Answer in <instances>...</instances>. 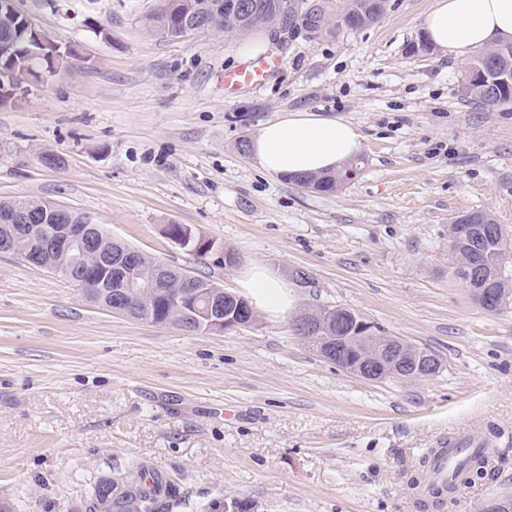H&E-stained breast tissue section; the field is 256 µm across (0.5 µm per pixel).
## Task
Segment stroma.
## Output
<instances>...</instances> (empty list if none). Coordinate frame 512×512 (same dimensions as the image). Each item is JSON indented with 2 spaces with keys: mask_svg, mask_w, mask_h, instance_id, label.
Masks as SVG:
<instances>
[{
  "mask_svg": "<svg viewBox=\"0 0 512 512\" xmlns=\"http://www.w3.org/2000/svg\"><path fill=\"white\" fill-rule=\"evenodd\" d=\"M435 0H388L361 30L162 38L157 0H16L70 64L0 108V199L91 215L142 253L243 293L255 267L286 280L291 310L350 308L443 362L423 379L364 380L300 342L290 312L260 309L221 335L99 309L60 275L0 254V507L76 512L98 477L144 460L187 493L186 512H481L512 498V302L488 312L449 281L448 226L493 212L512 230V105L462 86L465 60L423 37ZM282 65L229 93L224 73ZM362 136L357 176L333 194L263 172L238 143L291 112ZM53 152L62 168L44 166ZM190 226L225 265L176 244ZM300 268L309 282L289 274ZM492 437L482 479L440 508L408 479L437 441ZM176 231L172 230V225H168L166 229L167 235L185 245V246H191L192 249L197 253H203L205 255L214 253V254H224L225 261L231 262L233 260V257L231 256L230 259H228V253H224V247L217 246L216 243L208 238H205L200 235H196L192 232V229L184 226L182 224H176Z\"/></svg>",
  "mask_w": 512,
  "mask_h": 512,
  "instance_id": "obj_1",
  "label": "stroma"
}]
</instances>
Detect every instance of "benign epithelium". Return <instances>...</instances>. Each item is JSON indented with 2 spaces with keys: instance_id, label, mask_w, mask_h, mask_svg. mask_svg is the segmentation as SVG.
<instances>
[{
  "instance_id": "benign-epithelium-1",
  "label": "benign epithelium",
  "mask_w": 512,
  "mask_h": 512,
  "mask_svg": "<svg viewBox=\"0 0 512 512\" xmlns=\"http://www.w3.org/2000/svg\"><path fill=\"white\" fill-rule=\"evenodd\" d=\"M5 212L0 224V253L11 255L17 240L32 241L30 251L22 255L29 265L50 270L76 283L84 294L103 310L129 315V310L113 304V294L127 295L141 287L138 253L119 256L106 254L98 243L102 232L92 219L80 223L47 224L46 217L32 209ZM167 235L205 255L224 253V248L197 235L182 224L167 226ZM177 287L182 289L181 307L186 326L220 335L246 326L255 320V309L243 297L219 291L220 285L178 272ZM324 317L336 318V335H317L319 323L304 325L305 340L325 361L353 376L378 381L386 378L430 377L438 373L441 360L417 345L409 352L385 345L373 329V322L343 306L327 308Z\"/></svg>"
}]
</instances>
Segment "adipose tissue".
<instances>
[{
	"instance_id": "ef3b65f1",
	"label": "adipose tissue",
	"mask_w": 512,
	"mask_h": 512,
	"mask_svg": "<svg viewBox=\"0 0 512 512\" xmlns=\"http://www.w3.org/2000/svg\"><path fill=\"white\" fill-rule=\"evenodd\" d=\"M424 29L431 44L463 59L475 50L512 42V0H437ZM361 149L353 125L310 112L265 123L250 142L259 167L281 177L336 171ZM246 287L270 310L285 311L291 304L283 282L262 268H255Z\"/></svg>"
}]
</instances>
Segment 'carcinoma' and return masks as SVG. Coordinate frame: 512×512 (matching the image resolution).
<instances>
[{"instance_id": "cac0c4a2", "label": "carcinoma", "mask_w": 512, "mask_h": 512, "mask_svg": "<svg viewBox=\"0 0 512 512\" xmlns=\"http://www.w3.org/2000/svg\"><path fill=\"white\" fill-rule=\"evenodd\" d=\"M255 5L254 14L248 20L260 19L267 15L288 19V0H250ZM228 0H158V6L152 14L156 24L149 25V31L161 37H181L188 20L196 21V31L218 33L225 36L239 34L237 25L224 21V5ZM375 17L380 20L383 16L382 6L378 0H347L346 6L336 16L329 14L326 9L314 8L304 13L302 25L314 33L331 35L335 29L343 26L350 30L366 27L365 18ZM11 37L15 44L12 53L0 55V80L6 85L25 86L39 79L42 75L40 68L50 72L62 66L71 58L72 52L63 48V54L57 55L46 49L39 52L38 44L32 42V34L21 33L15 19L0 10V38ZM490 71L505 66L512 67V44H500L495 54L484 52L475 56L469 62V70L464 75V89L471 98L478 100L488 107H499L512 104V87L495 85L490 90L484 89V84L475 81L473 70L476 67ZM351 177L346 175V169L323 175H302L293 178L300 187L309 183L313 191L323 194H333L340 190ZM17 206L36 211L50 210L54 202L46 199H33L26 196L13 200ZM495 232L485 246L475 250L462 246L458 250H448V278L458 282L468 289L471 300L476 295L485 294L492 288H507L511 290L508 298H512V279L497 280L493 277L495 266L506 261L512 265V234L498 224L493 214L487 211H474L467 217ZM157 296L141 297L129 300L125 305L133 308L131 317L144 322L155 324L179 325V307L174 302L176 288L174 280H159L156 282ZM487 461L476 455L468 457L459 464L455 479L448 485L431 488L435 497L443 493H452L457 486L467 485L475 478H481L486 472ZM109 499L112 512H173L181 506L183 493L180 487L158 473L151 474L147 466L140 460L129 461L118 476L99 477L92 486L88 496L81 504V512H95V501Z\"/></svg>"}]
</instances>
